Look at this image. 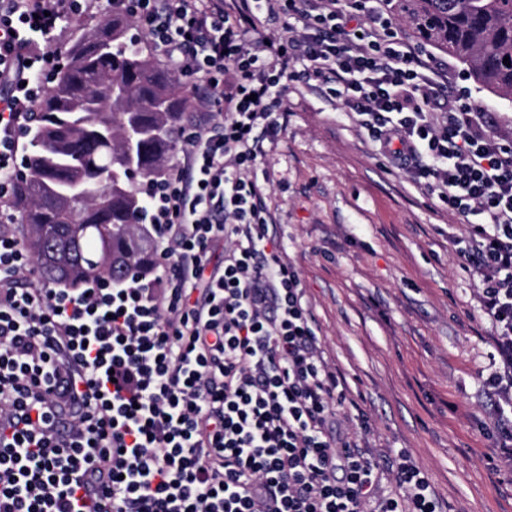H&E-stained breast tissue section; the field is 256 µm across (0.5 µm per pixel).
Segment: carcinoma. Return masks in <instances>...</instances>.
I'll list each match as a JSON object with an SVG mask.
<instances>
[{
  "label": "carcinoma",
  "instance_id": "obj_1",
  "mask_svg": "<svg viewBox=\"0 0 512 512\" xmlns=\"http://www.w3.org/2000/svg\"><path fill=\"white\" fill-rule=\"evenodd\" d=\"M420 39L463 62L474 81L512 98V0H388ZM116 9L73 47L34 117L31 172L16 181L22 246L41 282L79 288L147 268L142 201L132 174L156 179L173 150L187 100L155 57L127 44ZM99 96L101 111L91 112Z\"/></svg>",
  "mask_w": 512,
  "mask_h": 512
}]
</instances>
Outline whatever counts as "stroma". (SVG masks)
Instances as JSON below:
<instances>
[{
    "label": "stroma",
    "mask_w": 512,
    "mask_h": 512,
    "mask_svg": "<svg viewBox=\"0 0 512 512\" xmlns=\"http://www.w3.org/2000/svg\"><path fill=\"white\" fill-rule=\"evenodd\" d=\"M282 128L253 168L267 180L278 241L296 267L361 445L408 451L445 512H512V447L497 448L486 380L507 371L460 257L473 215L449 209L391 165L327 85L302 77ZM455 88L512 141V99L478 85L456 58Z\"/></svg>",
    "instance_id": "stroma-1"
}]
</instances>
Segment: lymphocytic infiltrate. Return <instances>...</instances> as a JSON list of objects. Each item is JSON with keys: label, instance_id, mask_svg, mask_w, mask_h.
I'll list each match as a JSON object with an SVG mask.
<instances>
[{"label": "lymphocytic infiltrate", "instance_id": "obj_1", "mask_svg": "<svg viewBox=\"0 0 512 512\" xmlns=\"http://www.w3.org/2000/svg\"><path fill=\"white\" fill-rule=\"evenodd\" d=\"M106 2L134 4L219 119L141 187L150 272L25 287L31 262L0 226V512H442L405 452L376 458L344 429L342 382L250 172L302 60L392 165L481 216L464 258L512 363V148L491 113L435 82L382 9L359 22L357 0H265L262 18L252 0ZM83 4L0 0L1 211Z\"/></svg>", "mask_w": 512, "mask_h": 512}]
</instances>
